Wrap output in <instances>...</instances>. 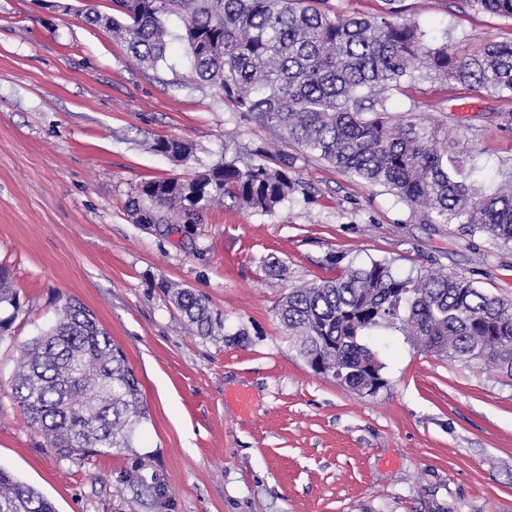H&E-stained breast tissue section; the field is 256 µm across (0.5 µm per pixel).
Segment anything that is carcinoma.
<instances>
[{
    "label": "carcinoma",
    "mask_w": 512,
    "mask_h": 512,
    "mask_svg": "<svg viewBox=\"0 0 512 512\" xmlns=\"http://www.w3.org/2000/svg\"><path fill=\"white\" fill-rule=\"evenodd\" d=\"M116 15L91 8L86 19L112 29L139 62L166 63L163 17L185 19L193 72L218 87L234 111L277 130L336 169L389 189L420 211L426 224L462 225L512 245V187L489 195L468 182L474 160L454 150L448 129L395 119L394 93L415 84L425 67L447 84H475L512 94V41L462 56L435 44L415 22L336 17L312 0H110ZM512 18V0H462ZM152 150L187 161L191 145L158 138ZM204 190L202 207L228 197L269 214L293 190L285 155L238 167L215 164L192 178L147 182L137 191L139 223L162 234L196 224L188 191ZM171 302L204 335L212 316L204 297L164 285ZM0 338L21 310L0 266ZM299 353L318 374L331 373L358 395L384 386L383 364L366 337L393 330L448 361H479L512 374V301L462 276L398 273L386 260L334 279L292 289L278 309ZM13 397L28 424L62 460H85L130 447L146 419L139 384L122 352L81 303L67 298L57 321L24 345ZM0 512H56L53 503L0 468Z\"/></svg>",
    "instance_id": "cac0c4a2"
}]
</instances>
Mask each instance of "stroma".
I'll use <instances>...</instances> for the list:
<instances>
[{
  "instance_id": "obj_1",
  "label": "stroma",
  "mask_w": 512,
  "mask_h": 512,
  "mask_svg": "<svg viewBox=\"0 0 512 512\" xmlns=\"http://www.w3.org/2000/svg\"><path fill=\"white\" fill-rule=\"evenodd\" d=\"M109 0H0V266L22 309L0 339V467L57 512H512V375L451 362L381 331L386 381L361 397L312 371L277 311L289 289L373 260L442 270L512 299V247L425 224L388 189L337 170L233 112L192 76L184 21L166 64L137 61L86 21ZM340 17L418 23L449 51L512 41V19L461 0H326ZM395 116L438 121L475 156L481 192L512 183V95L431 78ZM190 143L173 163L158 138ZM289 159L296 190L273 213L233 200L162 236L132 212L143 183L257 149ZM279 262L288 269L277 276ZM203 295L200 335L162 283ZM83 303L139 382L131 445L61 461L12 395L23 343Z\"/></svg>"
}]
</instances>
